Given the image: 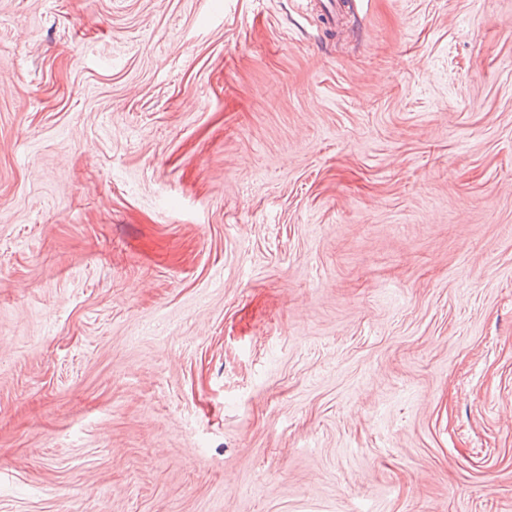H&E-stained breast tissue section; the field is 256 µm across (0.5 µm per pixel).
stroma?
Masks as SVG:
<instances>
[{"instance_id": "stroma-1", "label": "stroma", "mask_w": 512, "mask_h": 512, "mask_svg": "<svg viewBox=\"0 0 512 512\" xmlns=\"http://www.w3.org/2000/svg\"><path fill=\"white\" fill-rule=\"evenodd\" d=\"M0 0V512H512V0Z\"/></svg>"}]
</instances>
